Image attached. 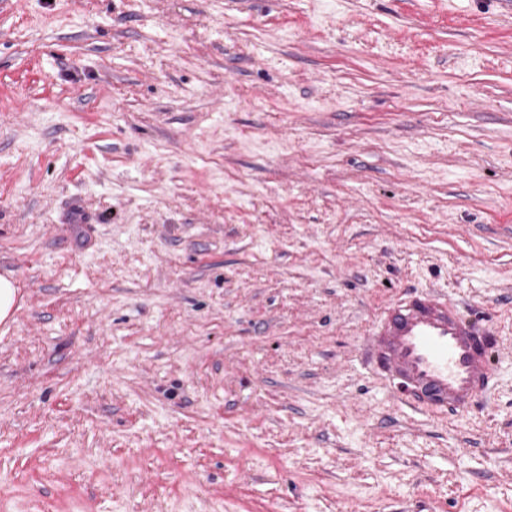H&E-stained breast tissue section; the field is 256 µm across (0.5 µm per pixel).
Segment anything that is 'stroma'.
<instances>
[{
  "label": "stroma",
  "instance_id": "1",
  "mask_svg": "<svg viewBox=\"0 0 512 512\" xmlns=\"http://www.w3.org/2000/svg\"><path fill=\"white\" fill-rule=\"evenodd\" d=\"M4 270L0 512H512V11L0 0ZM411 286L466 419L362 364ZM18 286L10 273L0 275V322H6L17 303ZM498 335L494 324L467 316L448 296L411 287L373 316L364 361L410 409L432 419L464 418L493 385Z\"/></svg>",
  "mask_w": 512,
  "mask_h": 512
}]
</instances>
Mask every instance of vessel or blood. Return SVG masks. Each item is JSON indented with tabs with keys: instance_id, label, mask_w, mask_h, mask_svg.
Returning a JSON list of instances; mask_svg holds the SVG:
<instances>
[{
	"instance_id": "1",
	"label": "vessel or blood",
	"mask_w": 512,
	"mask_h": 512,
	"mask_svg": "<svg viewBox=\"0 0 512 512\" xmlns=\"http://www.w3.org/2000/svg\"><path fill=\"white\" fill-rule=\"evenodd\" d=\"M497 336L494 324L467 316L447 296L413 287L373 316L364 361L410 409L464 418L493 385Z\"/></svg>"
}]
</instances>
